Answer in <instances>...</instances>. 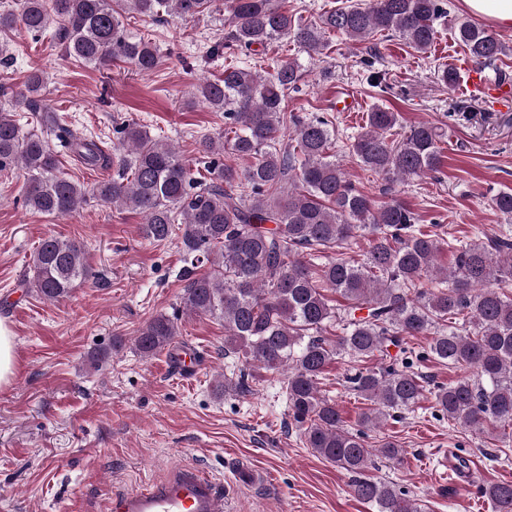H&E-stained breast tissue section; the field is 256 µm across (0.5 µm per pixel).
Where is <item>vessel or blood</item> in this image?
<instances>
[{
  "instance_id": "b4317fda",
  "label": "vessel or blood",
  "mask_w": 512,
  "mask_h": 512,
  "mask_svg": "<svg viewBox=\"0 0 512 512\" xmlns=\"http://www.w3.org/2000/svg\"><path fill=\"white\" fill-rule=\"evenodd\" d=\"M464 69L467 79L460 88L462 94L480 95L499 105L512 102L511 84L489 83L482 70L469 63ZM445 465L454 485L471 488L470 458L452 453ZM105 512H231V497L228 487L203 469L180 465L144 488L114 492Z\"/></svg>"
}]
</instances>
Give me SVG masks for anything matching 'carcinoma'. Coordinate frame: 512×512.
<instances>
[{"label": "carcinoma", "mask_w": 512, "mask_h": 512, "mask_svg": "<svg viewBox=\"0 0 512 512\" xmlns=\"http://www.w3.org/2000/svg\"><path fill=\"white\" fill-rule=\"evenodd\" d=\"M225 11L230 32L207 48L210 57L247 54L280 40L312 57L331 32L357 45L387 31L423 53L448 14L444 0H366L310 23L296 20L283 0H11L0 7V34L51 32L82 64L109 69L122 62L146 73L160 65V47L130 30L127 15L187 21ZM456 37L478 67L512 50L470 22L457 26ZM301 79L294 59L267 76L226 65L223 78L199 83L196 97L224 113V131L199 141L204 176H195L174 146L134 120L125 121L119 146L109 152L101 139L64 128L56 113L38 114L41 125L60 131L62 147L80 164L116 169L112 179L89 188L61 172L47 139L24 131L1 106L0 172L25 171L24 203L36 213L70 216L94 196L139 211L144 238L153 243L181 231L190 268L180 306L138 330V352L150 357L172 350L184 315L224 321V357L236 363L216 381V397L250 392L257 371L285 373L288 416L303 444L352 476L351 494L375 512H424V504L393 483L366 475L372 457L395 462L403 454L387 439L371 444L370 432L429 394L449 423L492 441L506 437L504 428H512V295L502 286L512 284V235L473 238L455 249L451 266L435 264L444 239L423 232L418 214L401 200L378 202L353 185L336 159L333 121L288 111V93L299 90ZM437 79L452 90L461 75L442 65ZM43 86V74L31 68L15 103L30 104ZM399 121L388 108L367 113L350 145L356 164L390 184L439 171L445 128L417 123L396 142L388 134ZM290 126L295 137L286 141ZM224 154L244 166L220 162ZM492 205L512 216V191L495 194ZM358 237L368 242L361 260L336 257L314 271L321 254ZM30 271L25 285L47 302L95 277L82 243L53 236L34 251ZM327 290L342 302L330 305ZM416 336L431 337L425 349L408 346ZM392 346L402 357L390 356ZM346 357L354 366L343 386L370 404L356 429L320 389L331 362ZM430 359L463 374L428 390L413 365ZM482 494L496 512H512V482L485 485Z\"/></svg>", "instance_id": "carcinoma-1"}]
</instances>
